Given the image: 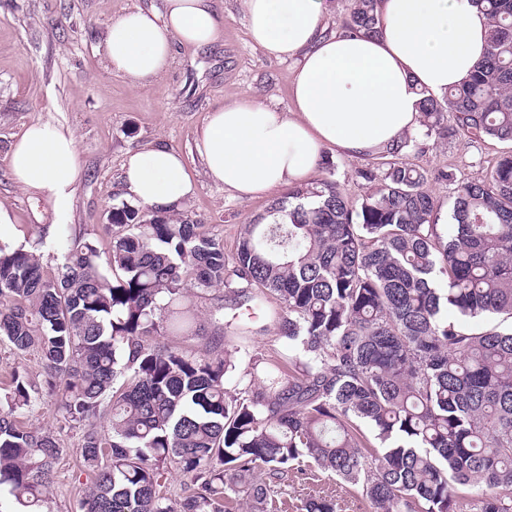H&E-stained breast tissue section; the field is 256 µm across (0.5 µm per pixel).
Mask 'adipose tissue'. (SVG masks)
I'll return each instance as SVG.
<instances>
[{
    "instance_id": "1",
    "label": "adipose tissue",
    "mask_w": 512,
    "mask_h": 512,
    "mask_svg": "<svg viewBox=\"0 0 512 512\" xmlns=\"http://www.w3.org/2000/svg\"><path fill=\"white\" fill-rule=\"evenodd\" d=\"M252 42L292 58V105L251 99L215 108L197 138L206 178L241 197L311 179L324 151L364 159L419 124L421 93L442 97L481 60L488 19L472 0H378L376 32L326 33L327 0H242ZM224 36L215 0H166L164 13L135 8L112 20L104 41L110 69L133 83L163 74L173 46L203 48ZM67 128L31 123L14 143L19 185L46 195L57 217L80 176ZM124 195L173 212L195 191L182 155L148 146L124 164Z\"/></svg>"
}]
</instances>
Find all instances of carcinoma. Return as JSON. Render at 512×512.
Instances as JSON below:
<instances>
[{
    "label": "carcinoma",
    "instance_id": "obj_1",
    "mask_svg": "<svg viewBox=\"0 0 512 512\" xmlns=\"http://www.w3.org/2000/svg\"><path fill=\"white\" fill-rule=\"evenodd\" d=\"M486 51L440 99L422 94L424 136L512 143V0H475ZM377 0H354L343 31L375 30ZM453 123H448V119ZM406 136L356 171L351 201L332 177L295 186L238 231L232 253L188 216L112 207L108 251L70 238L53 275L44 233L0 243V342L35 349L63 419L109 404L110 436L83 434L82 512H268L288 474L314 466L367 512H512V150L458 183L441 224L426 184L454 174L402 160ZM222 289L205 350L160 343L193 335L191 288ZM271 318V361L224 340V310ZM488 316L501 322L470 323ZM0 409V490L49 512L63 449L15 412L40 393L15 370ZM191 477L173 499L164 475ZM302 512H338L333 495Z\"/></svg>",
    "mask_w": 512,
    "mask_h": 512
}]
</instances>
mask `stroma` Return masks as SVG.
Listing matches in <instances>:
<instances>
[{"label": "stroma", "mask_w": 512, "mask_h": 512, "mask_svg": "<svg viewBox=\"0 0 512 512\" xmlns=\"http://www.w3.org/2000/svg\"><path fill=\"white\" fill-rule=\"evenodd\" d=\"M165 0H0V203L29 237L49 227L55 246L43 248L45 274H53L68 235L81 233L107 249L103 226L112 206L124 202L122 165L128 154L161 144L180 152L198 175L195 194L183 212L201 220L206 233L233 251L241 225L250 223L284 195V188L247 199L200 176L198 132L209 113L231 98L256 100L280 110L291 106L293 61L268 55L249 38L240 0H217L224 38L214 46L175 45L168 70L145 86L112 72L102 53L108 26L137 7L163 11ZM40 121L73 131L78 141L76 183L70 212L57 218L42 195L25 191L10 168L11 148L24 129ZM506 146L495 140L467 143L427 140L407 162L425 170L446 168L457 179L483 178ZM40 390L39 401L18 410L32 430L53 432L65 450L57 464L51 512H81L82 430L65 422L56 398L45 387L46 370L33 352L20 353L0 342V396L12 370ZM329 474L290 478L277 512H298L304 498L330 491Z\"/></svg>", "instance_id": "stroma-1"}]
</instances>
